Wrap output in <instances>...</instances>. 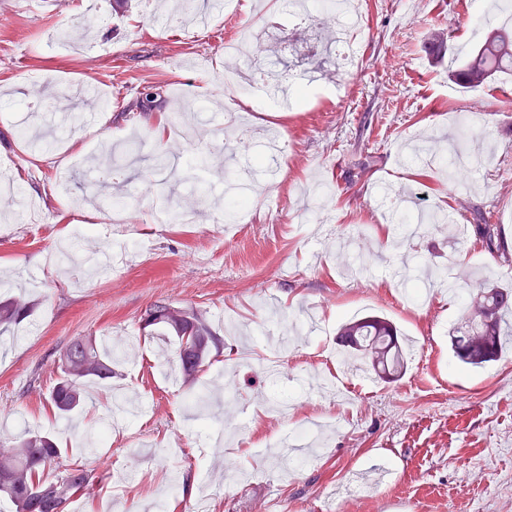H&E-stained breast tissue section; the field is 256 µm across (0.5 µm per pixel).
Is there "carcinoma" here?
<instances>
[{
  "instance_id": "carcinoma-1",
  "label": "carcinoma",
  "mask_w": 512,
  "mask_h": 512,
  "mask_svg": "<svg viewBox=\"0 0 512 512\" xmlns=\"http://www.w3.org/2000/svg\"><path fill=\"white\" fill-rule=\"evenodd\" d=\"M512 75V30L498 26L466 55L456 71V81L464 89L482 86L492 76ZM477 240L503 262L512 261L499 246V227L486 215L476 216ZM470 314L449 332L459 363L479 369L498 361L512 336V286L480 287L468 294ZM31 307L21 297L0 302V325L8 327L29 316ZM140 329L148 336H167L176 344L175 357L182 380L195 383L200 372L224 348L213 332L207 313L200 308L158 301L147 309ZM340 342L349 352L370 361L380 379L391 380L407 365L398 341V330L380 316H365L343 325ZM112 353L94 336H86L60 354L59 377L50 393V402L61 416L78 411L91 384L105 382L115 374ZM93 471L83 465L65 464L61 448L47 434L23 435L0 441V495L7 497L15 512H64L75 494L94 485Z\"/></svg>"
}]
</instances>
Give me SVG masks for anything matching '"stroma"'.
Here are the masks:
<instances>
[{
	"instance_id": "stroma-1",
	"label": "stroma",
	"mask_w": 512,
	"mask_h": 512,
	"mask_svg": "<svg viewBox=\"0 0 512 512\" xmlns=\"http://www.w3.org/2000/svg\"><path fill=\"white\" fill-rule=\"evenodd\" d=\"M282 2L260 14L241 0L187 31L163 23L179 0H0V162L19 188L0 195V301L33 306L0 333V415H18L10 435H51L66 463L96 471L73 512H196L205 482L223 489L214 512H512V344L464 368L448 343L464 296L402 295L424 267L452 269L463 286L512 284V265L455 225L388 217L401 202L468 219L479 209L512 246V78L468 91L452 82L483 38L455 0H368L359 65L327 64V82L296 108L225 111L212 92L232 65L221 34L246 40L248 63L270 77L311 67L250 38ZM438 30L453 49L442 59ZM84 83L111 97L91 104L94 124L47 151L22 135L21 115L53 121ZM270 130L287 157L267 152ZM193 144L207 152L200 191L146 180ZM451 144L493 156L462 194L433 161ZM111 146L128 154L107 181L93 168ZM239 173L262 191L241 218L215 222ZM117 199L130 223H113ZM163 299L206 310L224 337L197 384L176 380L140 329ZM367 313L409 339L405 375L362 387L345 375L341 395L307 393L301 372H326L340 323ZM89 335L113 338L116 375L65 421L49 401L57 360Z\"/></svg>"
}]
</instances>
